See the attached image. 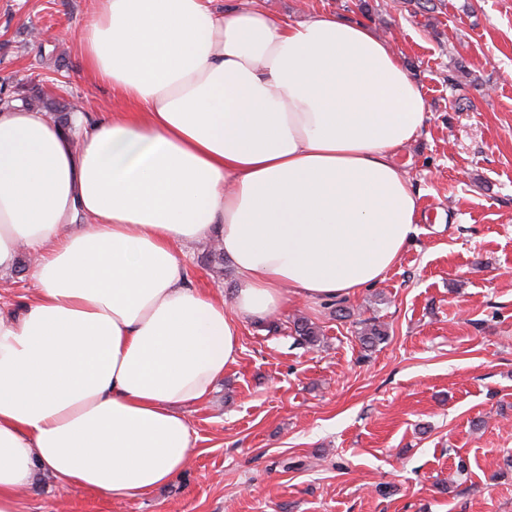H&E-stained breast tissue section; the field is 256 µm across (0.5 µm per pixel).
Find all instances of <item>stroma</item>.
<instances>
[{
  "mask_svg": "<svg viewBox=\"0 0 512 512\" xmlns=\"http://www.w3.org/2000/svg\"><path fill=\"white\" fill-rule=\"evenodd\" d=\"M299 21L333 12L389 41L425 88L427 125L397 156L419 195L416 231L377 285L336 315L289 298L248 321L241 351L202 402L183 474L114 501L38 473L24 512H512V0H260ZM92 0H0V99L126 110L84 76L77 47ZM186 247L188 282L231 299V263ZM35 293L27 257L0 301ZM321 330L298 345L295 317ZM388 339L363 351L354 322Z\"/></svg>",
  "mask_w": 512,
  "mask_h": 512,
  "instance_id": "obj_1",
  "label": "stroma"
}]
</instances>
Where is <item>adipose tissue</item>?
<instances>
[{
  "mask_svg": "<svg viewBox=\"0 0 512 512\" xmlns=\"http://www.w3.org/2000/svg\"><path fill=\"white\" fill-rule=\"evenodd\" d=\"M212 2L93 0L86 74L131 110L64 127L0 103V272L27 254L36 288L0 307V512L41 469L115 501L171 482L195 450L180 409L236 361L241 321L349 299L412 237L395 157L427 105L400 56L336 14ZM210 239L228 303L184 273Z\"/></svg>",
  "mask_w": 512,
  "mask_h": 512,
  "instance_id": "ef3b65f1",
  "label": "adipose tissue"
}]
</instances>
